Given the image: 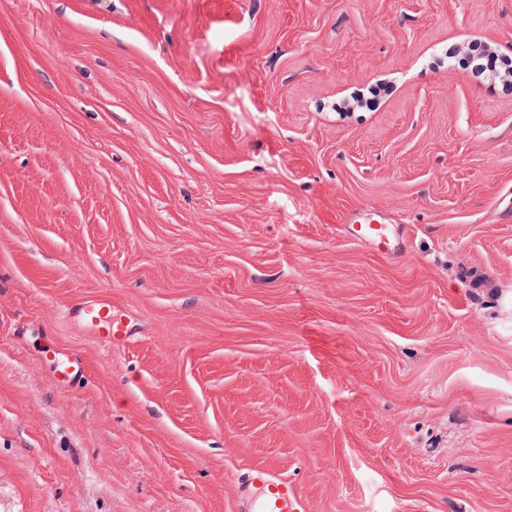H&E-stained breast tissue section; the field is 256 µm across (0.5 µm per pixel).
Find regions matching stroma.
<instances>
[{
    "instance_id": "35a3bbf8",
    "label": "stroma",
    "mask_w": 512,
    "mask_h": 512,
    "mask_svg": "<svg viewBox=\"0 0 512 512\" xmlns=\"http://www.w3.org/2000/svg\"><path fill=\"white\" fill-rule=\"evenodd\" d=\"M472 41L512 57V0H0V512H238L254 465L311 512H512V86ZM68 313L99 328L111 345L125 343L129 338L126 316L116 313L112 315V304L106 299L78 302L70 306ZM51 368L55 376L69 381L72 385H79L86 365L76 358L61 356L52 360Z\"/></svg>"
}]
</instances>
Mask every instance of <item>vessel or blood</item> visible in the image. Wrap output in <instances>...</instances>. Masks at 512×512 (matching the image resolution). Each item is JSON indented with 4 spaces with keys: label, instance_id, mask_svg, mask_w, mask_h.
Wrapping results in <instances>:
<instances>
[{
    "label": "vessel or blood",
    "instance_id": "1",
    "mask_svg": "<svg viewBox=\"0 0 512 512\" xmlns=\"http://www.w3.org/2000/svg\"><path fill=\"white\" fill-rule=\"evenodd\" d=\"M69 313L99 328L108 343L122 344L129 338L125 316L113 313L108 300L82 301L71 305ZM51 368L55 376L76 385L86 366L77 359L61 356L53 359ZM241 492L245 512H310V503L299 488L287 477L268 468L246 469Z\"/></svg>",
    "mask_w": 512,
    "mask_h": 512
}]
</instances>
